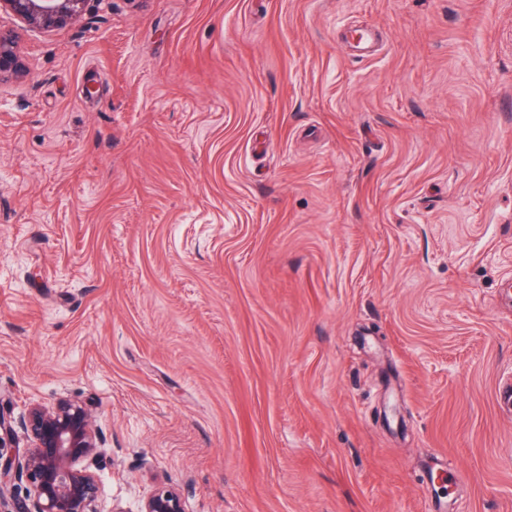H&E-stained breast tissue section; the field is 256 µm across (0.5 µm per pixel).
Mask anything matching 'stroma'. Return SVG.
<instances>
[{"label": "stroma", "instance_id": "35a3bbf8", "mask_svg": "<svg viewBox=\"0 0 512 512\" xmlns=\"http://www.w3.org/2000/svg\"><path fill=\"white\" fill-rule=\"evenodd\" d=\"M0 32V399L87 409L102 512H512V0ZM22 71L11 37L0 34V78L5 74L18 75ZM140 512H184L179 492L173 487H158L146 498Z\"/></svg>", "mask_w": 512, "mask_h": 512}]
</instances>
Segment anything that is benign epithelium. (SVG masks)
Wrapping results in <instances>:
<instances>
[{
    "label": "benign epithelium",
    "mask_w": 512,
    "mask_h": 512,
    "mask_svg": "<svg viewBox=\"0 0 512 512\" xmlns=\"http://www.w3.org/2000/svg\"><path fill=\"white\" fill-rule=\"evenodd\" d=\"M86 0H0L35 28L65 26L79 18ZM22 71L11 37L0 34V77ZM27 450L20 454L17 430ZM100 429L79 404L63 400L34 405L15 419L0 406V512H100L99 479L94 472ZM28 483L24 500L15 496L18 481ZM140 512H183L179 492L161 486L146 498Z\"/></svg>",
    "instance_id": "benign-epithelium-1"
}]
</instances>
